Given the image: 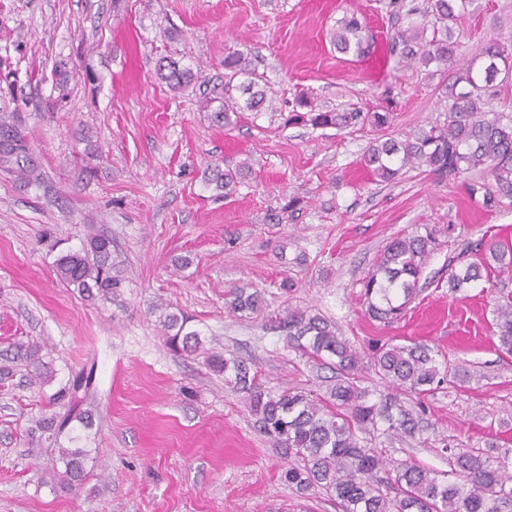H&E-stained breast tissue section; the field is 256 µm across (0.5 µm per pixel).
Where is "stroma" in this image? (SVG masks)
Masks as SVG:
<instances>
[{
    "label": "stroma",
    "mask_w": 512,
    "mask_h": 512,
    "mask_svg": "<svg viewBox=\"0 0 512 512\" xmlns=\"http://www.w3.org/2000/svg\"><path fill=\"white\" fill-rule=\"evenodd\" d=\"M459 17L458 59L491 39L512 49V0H478ZM356 14L375 41L361 61L329 42ZM394 21L380 0H0V125L21 138L41 180L19 178L0 142V354L41 346L53 373L25 362L0 376V512H336L326 495L302 498L286 461L254 424L242 393L206 362L244 360L259 383L324 392L332 372L291 348L272 315L320 314L366 349L423 342L481 378L426 395L416 437L383 443L396 459L448 468V449H512V357L499 353L493 310L512 271L452 294L448 275L481 245H512V203L494 210L464 180L410 168L386 183L361 163L369 132L283 125L269 112L223 127L224 54L250 53L274 97L301 92L321 109L390 106V135L405 140L443 122L442 75L398 67ZM171 59L185 90L156 75ZM248 170L233 195L213 169ZM436 237L400 320L369 319L362 281L386 244L416 227ZM112 238L111 300L61 282L57 256L87 236ZM264 294L240 317L233 289ZM188 316L203 350L177 354L161 311ZM94 368L96 426L71 422L59 441L37 431L49 397ZM90 450L82 485L64 492L48 474L55 446Z\"/></svg>",
    "instance_id": "35a3bbf8"
}]
</instances>
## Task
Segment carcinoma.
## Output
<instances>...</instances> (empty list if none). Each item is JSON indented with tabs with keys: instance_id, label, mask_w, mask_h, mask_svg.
I'll list each match as a JSON object with an SVG mask.
<instances>
[{
	"instance_id": "obj_1",
	"label": "carcinoma",
	"mask_w": 512,
	"mask_h": 512,
	"mask_svg": "<svg viewBox=\"0 0 512 512\" xmlns=\"http://www.w3.org/2000/svg\"><path fill=\"white\" fill-rule=\"evenodd\" d=\"M474 0H427L426 6L400 4L404 15L390 40V53L398 63L448 68L456 63L457 42L452 28L458 14ZM330 43L340 54L359 58L370 47L366 25L351 14L336 22ZM158 76L177 92L188 83L189 72L174 60L159 65ZM512 77V52L501 42L490 40L478 48L465 65L456 69L444 86L446 118L420 130L414 137L398 141L387 136L392 122L390 112L322 110L314 98L299 94L291 103L284 125H311L343 129L369 127L374 137L362 156L363 165L389 182L408 166H424L440 178L460 179L481 170L492 181H471L470 195L482 194L483 205L494 208L512 200V113L498 112L492 100L500 84ZM264 76L257 73L251 58L240 50L224 54V104L215 113L217 122L229 126L242 112L278 111L275 98ZM214 181L231 195L238 184V173H216ZM435 237L433 231L395 237L381 253L375 270L363 281L362 296L367 315L379 322H392L412 302L426 259ZM512 268V251L494 244L479 262L448 274V288L456 292L482 273L503 272ZM57 277L89 300L112 299L119 280L112 276V238L101 233L89 236L78 252L62 254L54 261ZM261 292L236 288L229 308L234 313L251 315L261 311ZM189 318L166 315L163 327L166 343L176 353H192L201 344L198 332L186 330ZM498 350L512 355V294L499 297L494 309ZM279 327L288 341L305 354L328 359L336 370V383L326 394L317 395L292 389L273 392L246 365L231 356L207 357L213 370L245 400L255 425L273 445L288 457L282 473L300 497L320 490L333 501L336 512H512V461L509 452L491 458L479 448L450 449L449 465L455 481L427 469L411 459L393 460L373 446L381 436H414L418 416L398 397L403 392L421 396L432 392L448 378V366L439 363L438 352L423 343L409 345L387 342L358 352L339 336L330 322L317 314L288 309L279 318ZM41 348L33 344L16 346V358L36 367V376H47L48 367L40 357ZM370 365L387 392L377 400L359 386L358 373ZM94 369L77 376L52 395V404L66 409L39 421V429L52 436L61 433L72 420L84 429L95 425L92 410L81 408L83 395L93 388ZM63 470L52 469V479L62 489H73L86 476L89 451L60 448Z\"/></svg>"
}]
</instances>
